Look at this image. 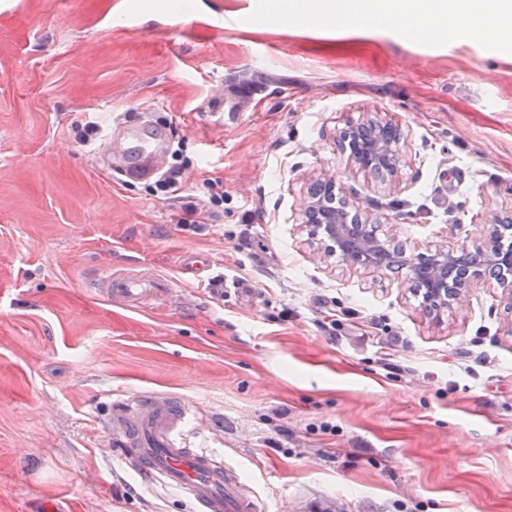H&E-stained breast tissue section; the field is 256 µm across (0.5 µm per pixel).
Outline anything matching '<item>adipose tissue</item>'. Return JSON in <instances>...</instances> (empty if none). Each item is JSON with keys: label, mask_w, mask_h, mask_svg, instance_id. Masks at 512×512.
Wrapping results in <instances>:
<instances>
[{"label": "adipose tissue", "mask_w": 512, "mask_h": 512, "mask_svg": "<svg viewBox=\"0 0 512 512\" xmlns=\"http://www.w3.org/2000/svg\"><path fill=\"white\" fill-rule=\"evenodd\" d=\"M270 24L314 28L331 22L350 35L394 27L411 39L447 40L464 30L512 42V0H284Z\"/></svg>", "instance_id": "ef3b65f1"}]
</instances>
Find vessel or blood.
Instances as JSON below:
<instances>
[{"instance_id":"vessel-or-blood-1","label":"vessel or blood","mask_w":512,"mask_h":512,"mask_svg":"<svg viewBox=\"0 0 512 512\" xmlns=\"http://www.w3.org/2000/svg\"><path fill=\"white\" fill-rule=\"evenodd\" d=\"M166 155L159 127L141 123L124 127L120 156L127 170L154 175ZM98 286L108 300L130 307L166 297L170 288L164 279H144L114 269L102 272ZM193 413L191 404L167 392L146 389L120 395L112 400L107 435L142 476L179 489L192 512H261L235 471L183 444L181 430Z\"/></svg>"}]
</instances>
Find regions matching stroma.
I'll use <instances>...</instances> for the list:
<instances>
[{
	"mask_svg": "<svg viewBox=\"0 0 512 512\" xmlns=\"http://www.w3.org/2000/svg\"><path fill=\"white\" fill-rule=\"evenodd\" d=\"M24 0L0 14V512H190L122 462L115 392L166 391L200 414L188 447L235 469L265 512H512V307L480 282L425 316L403 275L323 258L301 204L336 182L407 249L453 246L512 211V46L463 31L402 40L269 28L266 0ZM258 86L216 122V91ZM146 113L186 167L179 197L107 173L73 142ZM397 125L395 179L356 166L346 125ZM224 207L194 229L210 183ZM207 277L245 282L213 298ZM167 280L136 310L96 274ZM336 316V332L322 323Z\"/></svg>",
	"mask_w": 512,
	"mask_h": 512,
	"instance_id": "35a3bbf8",
	"label": "stroma"
}]
</instances>
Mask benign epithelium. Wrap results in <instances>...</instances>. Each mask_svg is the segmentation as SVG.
Here are the masks:
<instances>
[{"mask_svg": "<svg viewBox=\"0 0 512 512\" xmlns=\"http://www.w3.org/2000/svg\"><path fill=\"white\" fill-rule=\"evenodd\" d=\"M342 148L360 168L395 178L401 163L400 136L392 126L372 119L342 131ZM304 224L309 234L320 238L325 257L339 256L354 266L406 272L413 293L422 298V310L438 315L460 306L472 280L488 278L507 291L512 299V244L504 243L512 232V214H495L482 238L447 248L437 245L424 253L391 247L370 235L368 224L346 207L336 208V182L311 183L303 202Z\"/></svg>", "mask_w": 512, "mask_h": 512, "instance_id": "1", "label": "benign epithelium"}]
</instances>
